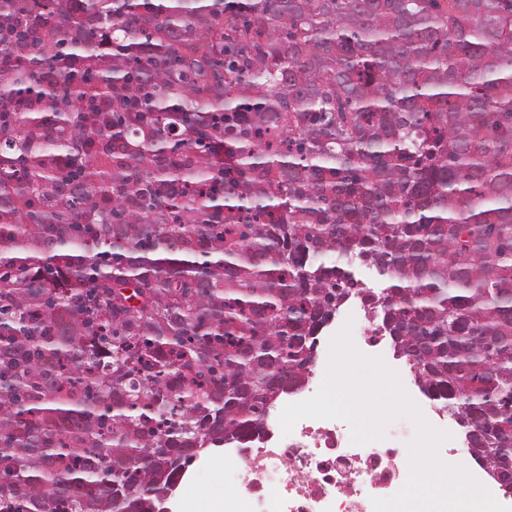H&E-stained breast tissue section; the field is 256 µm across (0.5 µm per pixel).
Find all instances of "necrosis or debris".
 <instances>
[{
  "label": "necrosis or debris",
  "mask_w": 512,
  "mask_h": 512,
  "mask_svg": "<svg viewBox=\"0 0 512 512\" xmlns=\"http://www.w3.org/2000/svg\"><path fill=\"white\" fill-rule=\"evenodd\" d=\"M280 414L268 412L267 446L242 454L241 475L224 495L226 512L239 502L247 512L262 502L285 503L287 512H374L373 498L393 496L405 483L416 427L388 423L382 439L360 446L337 419L304 418L283 434Z\"/></svg>",
  "instance_id": "necrosis-or-debris-1"
}]
</instances>
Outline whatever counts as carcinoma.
<instances>
[{
    "label": "carcinoma",
    "instance_id": "cac0c4a2",
    "mask_svg": "<svg viewBox=\"0 0 512 512\" xmlns=\"http://www.w3.org/2000/svg\"><path fill=\"white\" fill-rule=\"evenodd\" d=\"M365 291L512 490V0H0V512H150Z\"/></svg>",
    "mask_w": 512,
    "mask_h": 512
}]
</instances>
